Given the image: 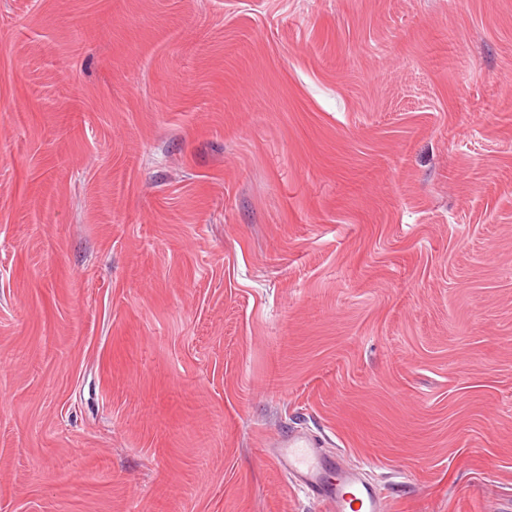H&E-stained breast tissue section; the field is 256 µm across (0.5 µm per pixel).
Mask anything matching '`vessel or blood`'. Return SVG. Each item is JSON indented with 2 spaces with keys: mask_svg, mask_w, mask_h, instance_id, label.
Wrapping results in <instances>:
<instances>
[{
  "mask_svg": "<svg viewBox=\"0 0 512 512\" xmlns=\"http://www.w3.org/2000/svg\"><path fill=\"white\" fill-rule=\"evenodd\" d=\"M272 457L292 484L319 500L327 512H383L374 487L362 481L358 468L323 454L310 437L287 434L275 439Z\"/></svg>",
  "mask_w": 512,
  "mask_h": 512,
  "instance_id": "obj_1",
  "label": "vessel or blood"
}]
</instances>
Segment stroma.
<instances>
[{"mask_svg": "<svg viewBox=\"0 0 512 512\" xmlns=\"http://www.w3.org/2000/svg\"><path fill=\"white\" fill-rule=\"evenodd\" d=\"M512 512V0H0V512ZM272 457L291 483L319 500L328 512H382L373 486L364 483L359 468L325 455L317 441L287 434L271 444Z\"/></svg>", "mask_w": 512, "mask_h": 512, "instance_id": "1", "label": "stroma"}]
</instances>
